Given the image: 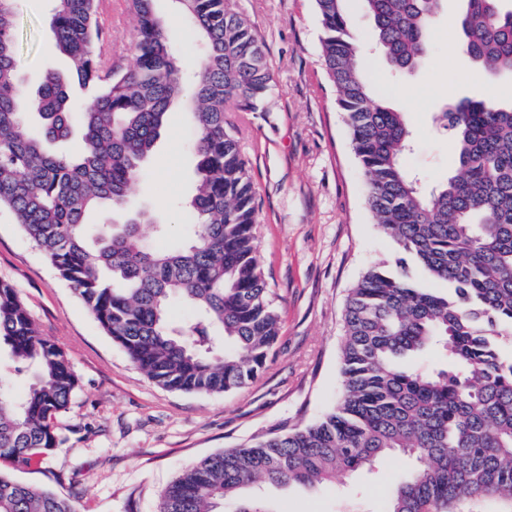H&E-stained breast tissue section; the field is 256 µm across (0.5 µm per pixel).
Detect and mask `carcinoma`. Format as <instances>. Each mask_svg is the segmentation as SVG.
Wrapping results in <instances>:
<instances>
[{
	"instance_id": "obj_1",
	"label": "carcinoma",
	"mask_w": 512,
	"mask_h": 512,
	"mask_svg": "<svg viewBox=\"0 0 512 512\" xmlns=\"http://www.w3.org/2000/svg\"><path fill=\"white\" fill-rule=\"evenodd\" d=\"M51 28L73 66L48 69L31 98L15 42L16 0H0V209L83 301L132 364L158 386L221 396L250 387L279 335L256 242V191L230 121L264 112L273 76L265 44L234 0H174L205 54L186 83L154 0H129L134 66L96 52L94 0H53ZM336 106L367 186L374 223L397 256L367 270L344 307L342 394L316 422L226 448L185 469L158 512H274L244 497L257 482L314 486L372 469L400 453L413 469L378 512H452L481 496L512 501V104L464 97L438 113L452 131L458 170L429 190L405 166L407 112L385 104L361 70L351 29L358 4L391 69L411 75L425 57L443 0H314ZM458 51L491 79L512 77V5L462 0ZM92 94L74 107L71 85ZM195 133L194 194L182 204L191 234L168 249L151 210L130 209L149 174L170 108ZM35 111L39 126L27 115ZM82 130L71 154L45 145ZM112 207L89 234L85 218ZM434 281L446 291L430 287ZM193 315L176 323L174 305ZM436 349L431 372L399 360ZM0 460L24 467L57 445L54 420L78 387L67 355L41 334L15 288L0 281ZM28 381L15 396L10 384ZM0 512H76L72 502L0 473Z\"/></svg>"
}]
</instances>
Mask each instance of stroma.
<instances>
[{
    "mask_svg": "<svg viewBox=\"0 0 512 512\" xmlns=\"http://www.w3.org/2000/svg\"><path fill=\"white\" fill-rule=\"evenodd\" d=\"M264 42L273 74L262 112H236L241 149L254 182L260 224V262L280 332L268 365L249 388L199 396L157 386L107 336L82 301L61 281L0 210V280L9 282L39 331L69 357L79 385L55 423L58 445L31 467L0 470L36 490L72 498L77 512H157L163 489L186 467L281 425L320 418L341 391L340 345L348 291L376 264L393 260L395 243L373 223L366 185L336 107L321 53L313 0H237ZM459 0H445L434 21L430 52L411 76L398 79L371 50L372 24L354 26L369 48L362 56L373 82L384 84L387 105L407 112L414 148L410 170L435 184L458 168L449 131L434 117L463 97L512 102V79H483L458 54L451 20ZM50 0H18L16 34L28 90L46 69L64 71L49 20ZM97 49L121 67L134 62L136 22L127 0H95ZM192 130L175 108L138 184L134 203L170 227L156 247L186 241L180 208L194 192L197 160ZM407 460L394 455L378 472L365 470L315 487H265L275 512H376L390 481Z\"/></svg>",
    "mask_w": 512,
    "mask_h": 512,
    "instance_id": "stroma-1",
    "label": "stroma"
}]
</instances>
